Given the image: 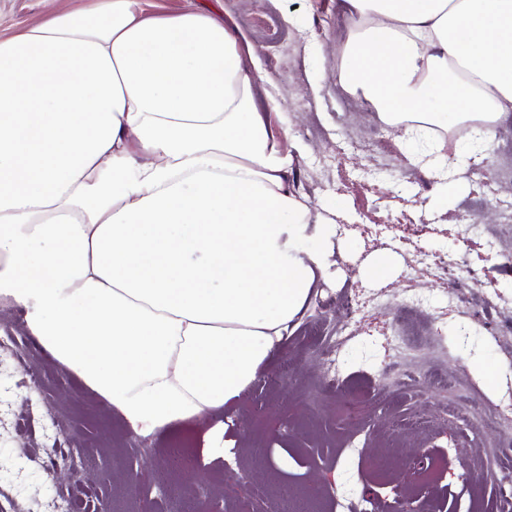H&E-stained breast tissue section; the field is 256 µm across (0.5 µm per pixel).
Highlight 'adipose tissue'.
I'll return each instance as SVG.
<instances>
[{"label":"adipose tissue","mask_w":512,"mask_h":512,"mask_svg":"<svg viewBox=\"0 0 512 512\" xmlns=\"http://www.w3.org/2000/svg\"><path fill=\"white\" fill-rule=\"evenodd\" d=\"M340 81L387 125L512 118V0H347ZM234 27L95 0L0 35V302L137 435L237 403L307 309L330 227Z\"/></svg>","instance_id":"adipose-tissue-1"}]
</instances>
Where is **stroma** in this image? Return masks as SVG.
<instances>
[{"instance_id":"obj_1","label":"stroma","mask_w":512,"mask_h":512,"mask_svg":"<svg viewBox=\"0 0 512 512\" xmlns=\"http://www.w3.org/2000/svg\"><path fill=\"white\" fill-rule=\"evenodd\" d=\"M255 51V91L272 103L270 121L293 155V183L328 221L333 244L296 328L264 365L239 404L220 415L228 461L209 460L207 423L190 435L191 466H169L173 439H135L124 418L83 381L25 337L22 357L0 351V512H39L75 484L92 487L107 512H170L205 492L211 512L276 508L283 491L316 489L313 512H337L345 498L360 512H393L396 499L420 496L434 512H512V424L474 429L483 401L512 417V120L497 130L487 164L434 175L422 155L470 154L459 126L436 127L435 141L402 140L361 93L339 80L351 35L346 0H209ZM93 0H0V32L16 34L54 10L88 9ZM482 230L470 233L467 217ZM395 258L385 279L363 266ZM458 266L455 287L434 274L439 258ZM359 313L337 369L315 335L342 326L341 291ZM415 312L403 316L406 300ZM425 347L407 354L403 333ZM483 360L501 372L486 388L472 370ZM441 364L449 395L424 373ZM367 381L356 423L340 410L341 380ZM494 469L471 468L473 454Z\"/></svg>"}]
</instances>
